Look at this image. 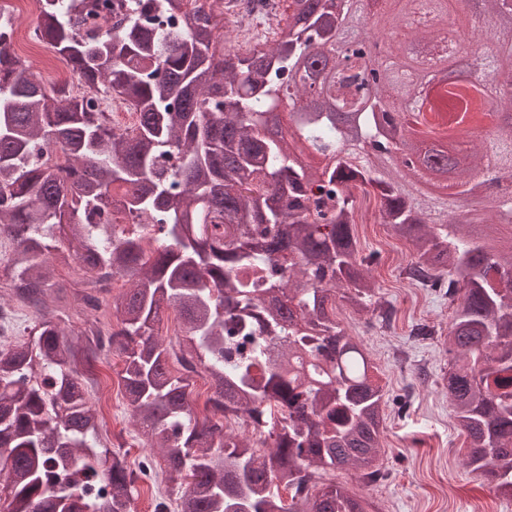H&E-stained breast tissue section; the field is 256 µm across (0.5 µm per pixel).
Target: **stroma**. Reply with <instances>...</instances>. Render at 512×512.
<instances>
[{
  "label": "stroma",
  "instance_id": "stroma-1",
  "mask_svg": "<svg viewBox=\"0 0 512 512\" xmlns=\"http://www.w3.org/2000/svg\"><path fill=\"white\" fill-rule=\"evenodd\" d=\"M379 201L368 195L364 218L354 228L359 255H374L371 275L392 316L388 326H371L368 316L338 303L336 319L361 342L375 367L387 407L381 428L380 465L385 481L368 483L341 471L336 482L365 500L367 512H512V500L464 465L465 435L455 420L443 375L451 358L436 339L414 336L417 325L447 330V299L411 284L404 268L413 255L388 225L378 223Z\"/></svg>",
  "mask_w": 512,
  "mask_h": 512
}]
</instances>
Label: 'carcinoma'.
<instances>
[{
    "mask_svg": "<svg viewBox=\"0 0 512 512\" xmlns=\"http://www.w3.org/2000/svg\"><path fill=\"white\" fill-rule=\"evenodd\" d=\"M333 2L290 0L272 46L241 54L219 33L224 0H128L120 29L88 23L93 0H44L34 35L83 83L74 96L8 52L12 17L0 11V241L13 247L0 278L39 319L35 344L0 347L7 512H132L159 458L171 487L153 512H364L325 476L383 477V390L336 321L338 294L388 317L353 232L370 187L380 223L417 257L408 278L453 308L443 381L465 465L512 498V242L496 246L512 203L464 223L418 193L435 167L412 177L400 159L378 160L407 124L437 139L470 122L481 137L469 160L446 155L453 196H475L492 165L512 171V121L498 117L512 99L484 94L512 86V0H485L459 32L505 39L475 61L489 80L439 94L461 104L453 116L438 103L407 111L410 61L373 68L351 50L371 15L361 0ZM73 266L76 294L115 317V332L52 320L68 303L54 279ZM170 309L176 347L155 329ZM104 351L122 357L124 403L150 452L132 465L100 446L79 369ZM200 371L218 417L191 400Z\"/></svg>",
    "mask_w": 512,
    "mask_h": 512,
    "instance_id": "cac0c4a2",
    "label": "carcinoma"
}]
</instances>
